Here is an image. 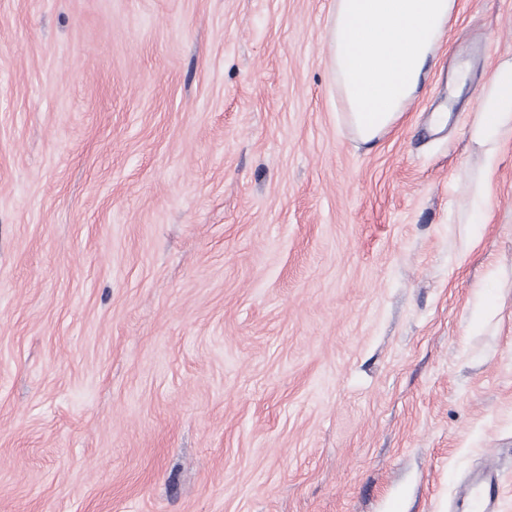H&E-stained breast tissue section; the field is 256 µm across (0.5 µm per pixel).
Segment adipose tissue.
Returning <instances> with one entry per match:
<instances>
[{"label": "adipose tissue", "instance_id": "obj_1", "mask_svg": "<svg viewBox=\"0 0 512 512\" xmlns=\"http://www.w3.org/2000/svg\"><path fill=\"white\" fill-rule=\"evenodd\" d=\"M456 0H335L328 55L345 118L357 139L382 138L416 93L454 13ZM512 138V60L480 92L470 138L484 161L471 179L484 200L502 141Z\"/></svg>", "mask_w": 512, "mask_h": 512}]
</instances>
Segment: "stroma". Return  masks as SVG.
<instances>
[{"instance_id":"stroma-1","label":"stroma","mask_w":512,"mask_h":512,"mask_svg":"<svg viewBox=\"0 0 512 512\" xmlns=\"http://www.w3.org/2000/svg\"><path fill=\"white\" fill-rule=\"evenodd\" d=\"M333 3L0 0V512H512V0L371 145ZM512 138V60L499 64L492 79L480 92V107L470 127L471 141L482 151L484 161L471 179L476 201L487 197L489 177L505 138ZM503 488L498 475L489 469L474 484L468 498L470 512H498L501 509Z\"/></svg>"}]
</instances>
